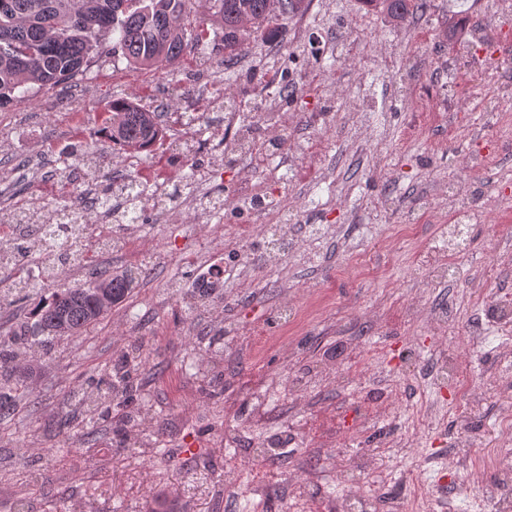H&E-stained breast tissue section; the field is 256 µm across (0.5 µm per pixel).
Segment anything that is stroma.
Listing matches in <instances>:
<instances>
[{"label": "stroma", "instance_id": "stroma-1", "mask_svg": "<svg viewBox=\"0 0 512 512\" xmlns=\"http://www.w3.org/2000/svg\"><path fill=\"white\" fill-rule=\"evenodd\" d=\"M502 16L479 0H430L425 25L396 23L363 0H309L276 39L256 42L229 78L223 56L191 54L162 69L132 71L111 54L29 98L0 108V213L51 208L58 195L102 191L108 173L139 174L165 159L172 175L197 167L194 195L166 209L146 201L128 233L152 263L128 299L94 326L62 337L49 353L15 347L30 395L0 417V512H343L367 492L379 512H411L403 485L421 479L430 512H490L482 489L494 474L464 468L460 447L487 435L501 411L489 393L466 425L447 419L415 428L412 396L436 403L417 370L439 351L459 357L474 381L512 357V333L479 322L474 293H512V236L489 205L512 200V126L485 111L484 98L512 80V0ZM462 62L473 77L456 110L426 118L454 85L437 74ZM296 86L290 101L264 96V78ZM147 109L168 104L221 132L237 115L239 137L222 152L184 144L187 128L135 157L114 154L98 132L113 99ZM98 153L96 179L62 159ZM479 183L486 215L469 225L470 245L452 286L433 287L412 265L432 245L448 209V186ZM263 195L275 209L249 208ZM221 197L205 213L196 198ZM197 248L224 268L222 285L201 295L181 254ZM0 270V328L30 323L40 297L16 303ZM457 311L453 334L433 322ZM139 353L132 389L116 401L135 417L71 419L72 392L92 391ZM377 404L382 429L412 433L397 451L381 431L352 427L359 406ZM296 447L268 448L275 427ZM240 440L225 446V431ZM200 449L192 462L179 448ZM368 472L352 475L358 455Z\"/></svg>", "mask_w": 512, "mask_h": 512}]
</instances>
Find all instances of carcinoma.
Segmentation results:
<instances>
[{
	"mask_svg": "<svg viewBox=\"0 0 512 512\" xmlns=\"http://www.w3.org/2000/svg\"><path fill=\"white\" fill-rule=\"evenodd\" d=\"M11 14H0V107L22 99L38 86L55 85L82 72L90 55L102 48L110 36L118 35L112 52L121 53L130 68L146 70L172 65L193 49L212 53L224 51L225 70L239 55L241 47L233 43L241 17L254 21L256 39L271 40L281 29L278 21L305 9V0H282V12H267L268 0H9ZM367 5L403 22L416 8L427 7V0H366ZM111 125L102 129V137L124 149L136 145L144 149L163 134L165 108L148 110L126 99H114L110 106ZM191 187L187 176L172 183V189L159 194V201H172ZM125 199L121 219L130 224L143 220L139 204L146 183L135 176H125L115 185ZM67 201L60 197L49 217L41 221L34 211L18 208L15 214L25 217L41 232L43 239L61 252L68 242L56 236L57 226L74 223L66 210ZM52 269L57 288L37 313L33 334L43 352L61 337L86 331L100 317L94 314L95 293L105 285L112 291V304L128 296L132 275L105 271L93 279L74 285L62 283L64 266ZM126 376L110 381L104 391L82 398L87 411L112 398L125 383ZM0 410L9 406L10 396L4 389L29 393L24 382L15 377L13 356L4 350L0 333Z\"/></svg>",
	"mask_w": 512,
	"mask_h": 512,
	"instance_id": "obj_1",
	"label": "carcinoma"
}]
</instances>
